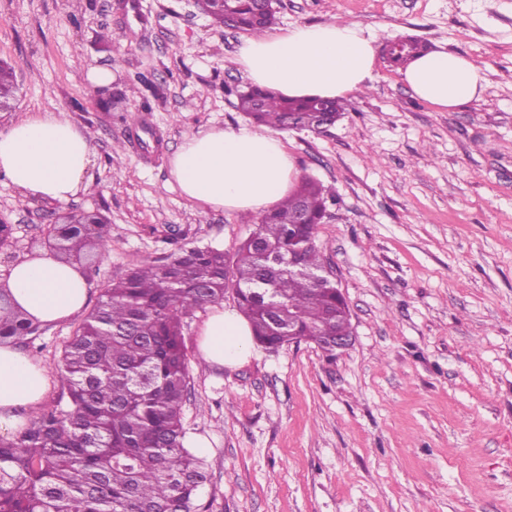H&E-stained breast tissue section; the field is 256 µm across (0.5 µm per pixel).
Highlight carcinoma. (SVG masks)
<instances>
[{
  "label": "carcinoma",
  "instance_id": "obj_1",
  "mask_svg": "<svg viewBox=\"0 0 512 512\" xmlns=\"http://www.w3.org/2000/svg\"><path fill=\"white\" fill-rule=\"evenodd\" d=\"M216 22L232 13L235 28L262 33L276 10L258 0H203ZM422 51L401 41L390 54L399 65ZM14 68L0 61V101L15 100ZM238 108L258 126L316 131L336 121L342 102L286 99L259 87L236 91ZM327 210L322 186L304 179L265 214L255 237L233 256L192 248L155 263L135 264L105 289L65 345L56 369L67 404L44 410L15 439L0 438V512H201L198 493L207 476L187 447L183 408L189 372L182 328L207 305L233 291L253 338L269 347L288 343V324L329 358V341L353 333L351 313L336 280L322 276L315 230ZM304 212L307 223H297ZM52 228L53 247L81 259L87 247L103 257L109 236L103 218L66 217ZM297 265L288 268V253ZM0 289V342H19L38 326L7 304Z\"/></svg>",
  "mask_w": 512,
  "mask_h": 512
}]
</instances>
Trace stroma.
Returning a JSON list of instances; mask_svg holds the SVG:
<instances>
[{
    "mask_svg": "<svg viewBox=\"0 0 512 512\" xmlns=\"http://www.w3.org/2000/svg\"><path fill=\"white\" fill-rule=\"evenodd\" d=\"M278 30L355 24L468 57L482 96L455 111L417 98L378 60L323 133L281 130L298 177L329 198L315 243L351 313L353 345L252 344L236 366L203 363L209 309L187 319L184 422L207 479L206 512H512V0H276ZM109 39H102V31ZM246 32L196 0H0V60L16 108L0 132L55 112L90 134L84 186L24 197L0 175L11 244L0 276L44 251L57 216H105L111 247L96 304L133 266L178 248L233 252L261 219L187 199L170 159L186 135L249 122L236 89ZM112 72L105 92L89 68ZM80 317L40 327L29 356L52 371ZM17 91L14 68L7 62L0 61V101L12 103Z\"/></svg>",
    "mask_w": 512,
    "mask_h": 512,
    "instance_id": "obj_1",
    "label": "stroma"
}]
</instances>
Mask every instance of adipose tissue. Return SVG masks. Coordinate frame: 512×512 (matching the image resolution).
Wrapping results in <instances>:
<instances>
[{
  "label": "adipose tissue",
  "instance_id": "ef3b65f1",
  "mask_svg": "<svg viewBox=\"0 0 512 512\" xmlns=\"http://www.w3.org/2000/svg\"><path fill=\"white\" fill-rule=\"evenodd\" d=\"M237 61L250 81L292 99H335L362 90L376 65L373 38L345 24L292 25L244 41ZM413 93L437 110L478 99L486 79L466 57L433 50L403 73ZM87 135L49 112L28 115L0 133V173L23 196L66 201L81 189L90 164ZM170 175L188 199L228 211L257 212L284 199L296 177L292 157L271 134L210 129L186 136L170 161ZM12 303L37 324L68 319L83 309L88 285L75 263L47 253L25 256L4 275ZM206 363L234 365L249 353L248 321L215 310L201 328ZM45 368L17 347L0 345V434L20 429L21 409L38 408L48 390Z\"/></svg>",
  "mask_w": 512,
  "mask_h": 512
}]
</instances>
